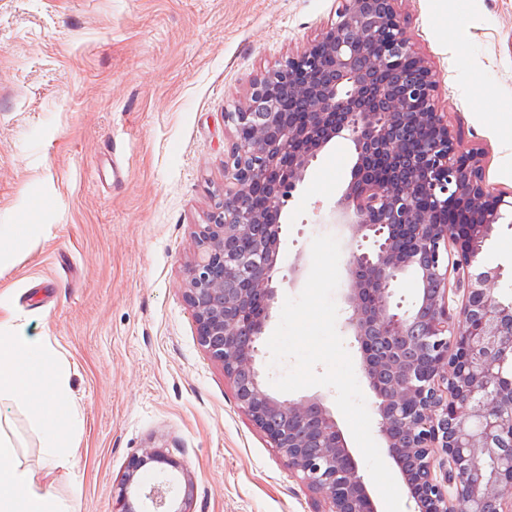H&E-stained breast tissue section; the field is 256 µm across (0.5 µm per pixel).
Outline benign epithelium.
I'll list each match as a JSON object with an SVG mask.
<instances>
[{"label": "benign epithelium", "mask_w": 512, "mask_h": 512, "mask_svg": "<svg viewBox=\"0 0 512 512\" xmlns=\"http://www.w3.org/2000/svg\"><path fill=\"white\" fill-rule=\"evenodd\" d=\"M398 0H338L336 20L284 64L256 79L233 126L224 191L194 236L184 298L201 345L219 362L238 408L327 506L375 512L364 476L319 396L284 399L265 383L258 342L277 298L281 217L318 152L336 137L356 154L332 209L349 233L343 331L360 345L379 434L417 512H512V304L496 301L499 269L480 268L512 192L485 183L482 154L438 111L436 80L406 34ZM409 77L394 88L398 63ZM302 104L292 119L282 98ZM428 136L411 155L404 141ZM261 189L267 207L252 206ZM426 192L431 206L417 201ZM468 223L448 224V210ZM418 281L411 309L393 303L400 275ZM321 451L307 453L312 443ZM175 481L144 491L146 466ZM185 464L157 448L133 457L117 512H191Z\"/></svg>", "instance_id": "obj_1"}]
</instances>
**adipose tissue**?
Here are the masks:
<instances>
[{"mask_svg": "<svg viewBox=\"0 0 512 512\" xmlns=\"http://www.w3.org/2000/svg\"><path fill=\"white\" fill-rule=\"evenodd\" d=\"M52 353L20 330L12 318L0 316V401L23 405L47 425L42 452L49 472L72 465L73 440L82 427L78 410L66 391V373L51 368ZM11 439L0 434V512H72L50 485L13 460Z\"/></svg>", "mask_w": 512, "mask_h": 512, "instance_id": "adipose-tissue-1", "label": "adipose tissue"}]
</instances>
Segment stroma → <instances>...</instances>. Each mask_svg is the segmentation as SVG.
Segmentation results:
<instances>
[{
    "mask_svg": "<svg viewBox=\"0 0 512 512\" xmlns=\"http://www.w3.org/2000/svg\"><path fill=\"white\" fill-rule=\"evenodd\" d=\"M336 0H0V225L27 242L0 256L14 322L52 347L83 420L73 467L55 476L76 512H116L131 457L183 460L192 512H321L242 413L200 345L183 296L194 233L224 186L225 115L251 83L336 18ZM449 126L512 191V0H402ZM355 163L328 143L283 212L281 302L302 291L311 241L348 233L327 215ZM512 300V228L482 255ZM15 459L44 479L40 427L0 403Z\"/></svg>",
    "mask_w": 512,
    "mask_h": 512,
    "instance_id": "stroma-1",
    "label": "stroma"
}]
</instances>
